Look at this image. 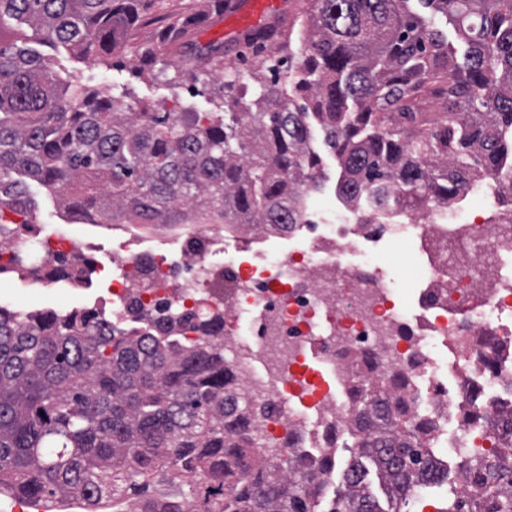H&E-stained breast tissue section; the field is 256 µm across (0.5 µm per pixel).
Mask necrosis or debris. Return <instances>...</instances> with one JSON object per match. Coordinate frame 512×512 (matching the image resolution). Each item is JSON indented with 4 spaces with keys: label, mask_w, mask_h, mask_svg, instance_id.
Segmentation results:
<instances>
[{
    "label": "necrosis or debris",
    "mask_w": 512,
    "mask_h": 512,
    "mask_svg": "<svg viewBox=\"0 0 512 512\" xmlns=\"http://www.w3.org/2000/svg\"><path fill=\"white\" fill-rule=\"evenodd\" d=\"M455 205L424 213L350 209L327 224L305 207L298 223L193 224L149 247L148 226H130L114 261L112 324H142L137 310L207 309L224 319V359L236 384L269 404L253 430L263 448L321 454L347 433L361 404L362 375L410 383L405 398L433 422L448 487L468 492L458 459L512 446V231ZM406 244L420 268L414 309L403 307L386 266L373 262L391 243ZM92 242L66 225L19 224L0 237V267L13 255L61 260L67 272L100 271ZM232 288L212 293L214 268ZM358 355L362 371L348 365Z\"/></svg>",
    "instance_id": "4bbe7bcc"
}]
</instances>
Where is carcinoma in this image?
<instances>
[{"label":"carcinoma","instance_id":"cac0c4a2","mask_svg":"<svg viewBox=\"0 0 512 512\" xmlns=\"http://www.w3.org/2000/svg\"><path fill=\"white\" fill-rule=\"evenodd\" d=\"M151 2L0 0L1 236L8 214L31 223L26 177L64 211L108 222L297 224L301 187L320 170L311 116L340 161L338 193L354 206L449 204L512 161V0H422L447 18L462 53L408 0H311L301 58L288 62L305 104H285L263 83L244 118L153 112L105 86L64 82L3 24L18 20L104 64ZM201 22L178 17L160 43L222 75L224 43L191 40ZM423 93L443 111H412ZM168 321L129 331L96 308L0 307V492L77 496L85 512L108 498L112 512H402L413 485L437 479L431 427L399 394L406 379L368 378L357 397L376 423L351 434L353 462L324 504L320 478L335 473L336 450L310 456L289 436L277 456L263 453L252 422L268 405L231 384L220 317ZM510 460L497 451L461 469L475 480Z\"/></svg>","mask_w":512,"mask_h":512}]
</instances>
